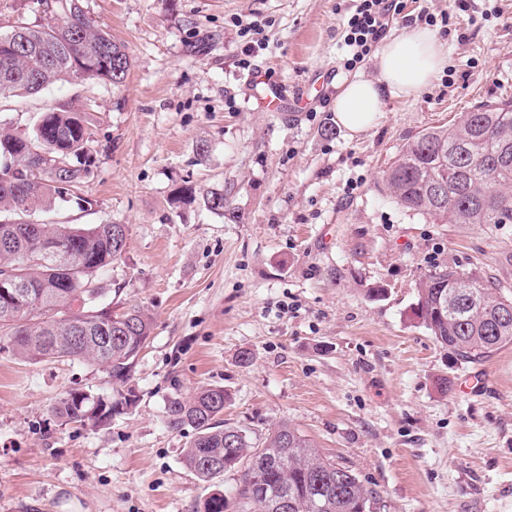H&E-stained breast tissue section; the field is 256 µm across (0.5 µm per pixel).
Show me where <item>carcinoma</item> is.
<instances>
[{"mask_svg": "<svg viewBox=\"0 0 512 512\" xmlns=\"http://www.w3.org/2000/svg\"><path fill=\"white\" fill-rule=\"evenodd\" d=\"M52 8L59 19L0 32V45L15 44L19 31L27 41L10 52L0 48V99L37 94L78 73L88 83L124 81L130 68L125 46L87 15L80 0H54ZM90 144L87 117L59 107L42 113L29 132L0 131V158L15 173L12 178L0 167V276L20 285L10 299L0 295V335L29 361L69 358L104 368L112 395L72 389L52 407L69 423L100 426L136 406L128 383L153 320L139 305L112 310L103 303L111 289L101 276L125 253L116 225L27 221L72 198L93 164ZM56 145L68 151L69 167L42 166ZM385 188L400 207L452 224H512V100L462 112L448 126L426 128L408 140L385 174ZM47 245L77 256L79 270L54 255L24 260ZM89 283L100 285L92 295ZM412 318L466 362L512 344V297L453 267L427 276ZM226 402L223 388L202 387L166 405L171 430L194 431L183 462L210 488L198 512H276L278 497L292 502L289 512H360V505L376 499L353 472L337 481L336 462L286 422L258 442L247 429L223 423ZM226 475L230 482L223 485Z\"/></svg>", "mask_w": 512, "mask_h": 512, "instance_id": "obj_1", "label": "carcinoma"}]
</instances>
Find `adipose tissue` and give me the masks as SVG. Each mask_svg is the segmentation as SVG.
<instances>
[{
	"label": "adipose tissue",
	"mask_w": 512,
	"mask_h": 512,
	"mask_svg": "<svg viewBox=\"0 0 512 512\" xmlns=\"http://www.w3.org/2000/svg\"><path fill=\"white\" fill-rule=\"evenodd\" d=\"M447 64L448 55L434 31L418 25L402 28L378 55V79L357 75L339 85L334 101L337 123L354 135L366 131L378 120L387 96L419 94Z\"/></svg>",
	"instance_id": "ef3b65f1"
}]
</instances>
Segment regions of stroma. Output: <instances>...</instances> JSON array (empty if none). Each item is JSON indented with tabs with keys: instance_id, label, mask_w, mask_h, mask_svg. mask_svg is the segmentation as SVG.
<instances>
[{
	"instance_id": "obj_1",
	"label": "stroma",
	"mask_w": 512,
	"mask_h": 512,
	"mask_svg": "<svg viewBox=\"0 0 512 512\" xmlns=\"http://www.w3.org/2000/svg\"><path fill=\"white\" fill-rule=\"evenodd\" d=\"M424 3L448 16L435 28L447 68L352 136L332 98L285 123L247 79L264 72L290 94L320 72L341 83L355 0H81L126 46L125 80L1 100L0 128L27 131L53 106L87 114L86 206L32 220L127 225L107 299L140 305L154 330L136 408L101 428L50 408L72 389L111 393L104 371L21 359L0 336V512H198L208 489L183 463L193 431L169 429L165 406L203 386L224 388L225 421L253 438L279 421L308 436L376 490L377 512H512V345L463 362L411 317L442 266L511 295L512 224H439L384 189L423 129L512 99V0L464 12L405 0L388 34ZM53 17L39 0H0L4 32ZM215 190L224 212L204 205ZM472 373L486 387L467 395Z\"/></svg>"
}]
</instances>
